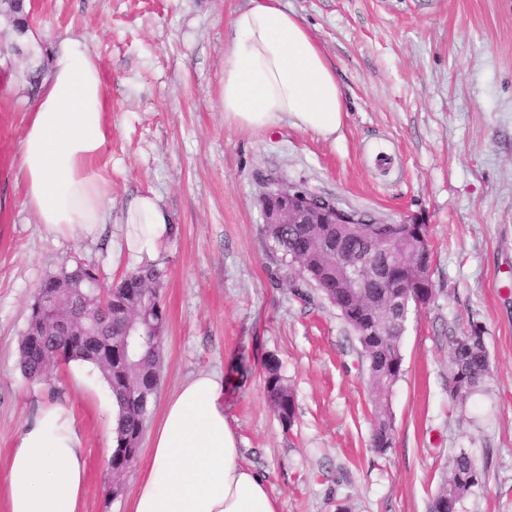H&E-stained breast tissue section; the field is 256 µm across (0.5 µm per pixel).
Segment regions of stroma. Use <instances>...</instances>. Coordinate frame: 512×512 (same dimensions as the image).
<instances>
[{"label": "stroma", "instance_id": "obj_1", "mask_svg": "<svg viewBox=\"0 0 512 512\" xmlns=\"http://www.w3.org/2000/svg\"><path fill=\"white\" fill-rule=\"evenodd\" d=\"M248 0H33L36 28L81 35L112 93V222L94 241L41 233L13 191L0 210V512L24 423L53 403L84 439L83 512H128L137 472L112 493V395L99 369L55 363L24 377L19 343L41 282L81 262L111 286L129 272L126 201L153 191L173 235L152 259L167 314L155 427L178 384L224 377L240 461L265 476L280 512H429L458 451L485 467L459 512H512V0H283L335 66L346 113L325 140L283 125L228 127L216 106L233 13ZM0 93V136L15 146L32 96L23 60ZM334 197L391 224H423L437 290L411 310L393 444L370 446L360 347L317 291L277 280L258 174ZM485 331L491 377L465 406L448 396V331ZM276 357L296 399L292 426L267 401Z\"/></svg>", "mask_w": 512, "mask_h": 512}]
</instances>
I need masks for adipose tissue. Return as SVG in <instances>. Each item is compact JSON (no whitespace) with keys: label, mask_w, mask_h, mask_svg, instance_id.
Wrapping results in <instances>:
<instances>
[{"label":"adipose tissue","mask_w":512,"mask_h":512,"mask_svg":"<svg viewBox=\"0 0 512 512\" xmlns=\"http://www.w3.org/2000/svg\"><path fill=\"white\" fill-rule=\"evenodd\" d=\"M218 105L230 127L263 132L291 124L323 139L344 120L335 68L282 0H250L230 20ZM112 136V102L99 57L82 37L61 39L30 102L14 153L23 204L41 232L97 238L112 221V180L101 159ZM123 222L131 265L171 234L153 192L134 196ZM224 418V379L185 378L168 399L129 512H279L265 479L240 464ZM84 441L54 405L26 423L7 466V512H81Z\"/></svg>","instance_id":"adipose-tissue-1"}]
</instances>
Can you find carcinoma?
Here are the masks:
<instances>
[{
  "instance_id": "carcinoma-1",
  "label": "carcinoma",
  "mask_w": 512,
  "mask_h": 512,
  "mask_svg": "<svg viewBox=\"0 0 512 512\" xmlns=\"http://www.w3.org/2000/svg\"><path fill=\"white\" fill-rule=\"evenodd\" d=\"M13 17L22 31L29 24L22 10V0H0V13ZM375 228L388 235L399 263L393 269L388 288L376 280L367 288H358L349 281L344 268L348 258L362 253L367 247L371 228L362 234L348 236L341 227H332L339 236L336 242L328 237L323 224H266L264 232L281 253L284 277L289 285L304 295L303 287H313L320 297L336 308L341 320L358 341L365 360L368 393L373 409L374 426L371 447L384 452L392 446L393 416L389 395L403 374L400 339L403 329L395 318V300L400 298L415 304L420 300V285L432 283L427 226L420 225L415 233L403 224H377ZM162 273L154 267L136 270V276L120 282L112 296L132 300L140 289L161 287ZM422 301V300H420ZM430 305L422 301V307ZM54 311L31 309L26 331L19 344V367L29 379L40 380L48 367L60 360L83 361L98 367L106 381L118 416L113 429V463L117 471L128 467V459L118 453L121 448H137L145 431L148 408L129 396V386L150 384L160 377L165 333L149 337L146 344L130 353L121 369L95 358L89 345L95 336H84L71 345L55 336L43 337V351L33 354L28 349L31 331L48 329ZM450 372L448 395L457 404H465L490 377L489 357L484 341V328L470 321L466 329L448 334ZM264 383L267 399L286 427H291L296 412L295 397L280 372L277 358L264 363ZM484 469L469 454L452 457L446 475L433 498L431 512H458L463 499L482 484Z\"/></svg>"
}]
</instances>
